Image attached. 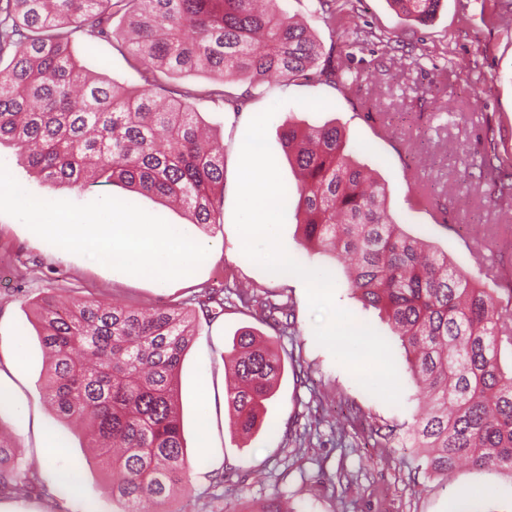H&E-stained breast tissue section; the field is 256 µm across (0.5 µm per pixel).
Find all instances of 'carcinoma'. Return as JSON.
Masks as SVG:
<instances>
[{"label": "carcinoma", "instance_id": "1", "mask_svg": "<svg viewBox=\"0 0 512 512\" xmlns=\"http://www.w3.org/2000/svg\"><path fill=\"white\" fill-rule=\"evenodd\" d=\"M277 0H0V142L45 181L82 188L122 185L173 201L193 224H221L224 154L206 136L191 92L162 97L145 87L99 80L72 55L70 37L129 35L145 69L167 78L206 72L208 91L233 106L269 78L346 84L343 67L323 57L310 29ZM420 24L441 0H388ZM126 27L112 30V8ZM288 160L301 174L297 209L307 253L351 259L348 284L384 311L405 349L427 408L408 432L429 475L448 477L464 461L512 472V375L498 364L501 315L491 288L475 284L421 235L404 231L386 188L353 160L348 134L334 124L282 127ZM494 203L512 211V173L496 154L479 165ZM286 330V304L254 302ZM38 340L48 355L45 394L62 421L89 423L96 464L109 474L108 498L121 512H150L185 486L191 469L178 413L179 372L195 336L185 308L151 311L102 303L36 304ZM227 404L243 435L259 424L284 368L272 341L249 330L228 354ZM44 483L0 437V495Z\"/></svg>", "mask_w": 512, "mask_h": 512}]
</instances>
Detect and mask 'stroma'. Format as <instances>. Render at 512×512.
<instances>
[{"instance_id": "1", "label": "stroma", "mask_w": 512, "mask_h": 512, "mask_svg": "<svg viewBox=\"0 0 512 512\" xmlns=\"http://www.w3.org/2000/svg\"><path fill=\"white\" fill-rule=\"evenodd\" d=\"M506 0H443L426 26L402 19L387 0H349L333 22L310 18L312 0H282L299 20H310L324 55L349 68L350 87L325 82L277 80L248 96L241 111L204 97L214 79L195 73L176 81L200 97L195 108L224 149L222 223L197 228L209 254L191 275L158 283L91 263L58 256L53 245L22 222L0 214V415L5 436L23 461L47 477L43 489L0 497V512H114L108 476L92 465L86 433L59 421L42 383L47 358L37 339L36 302L96 300L139 308L180 305L195 310L199 299L222 291L224 310L197 316V334L180 372V415L191 464L187 492L171 512H239L281 494L304 512H447L448 501L466 496L472 512H512V475L467 466L448 478L427 475L416 449L404 438L420 404L405 350L385 315L364 306L349 288L344 264L331 254L307 258L294 190L298 173L285 155L280 128L287 121H318L344 127L355 159L371 168L387 190V207L405 230L427 237L481 287L494 289L502 314L512 313V217L495 209L475 167L486 130H494L497 154L512 164V10ZM373 32L368 43L354 33ZM76 60L90 74L128 86L145 84L143 66L126 43L105 42L82 31L71 36ZM303 97H323L316 112ZM276 113L268 142L286 188L282 242L300 264L329 271L335 300L391 346L402 386L399 404L366 391L337 364L314 336L304 282L272 274L247 259L234 225L240 149L249 121L268 107ZM0 163L33 196L89 203L112 196L138 205L172 224L188 223L183 209L116 186L78 190L44 181L19 160L10 142L0 143ZM288 303L291 328L275 331L238 297ZM243 327L273 337L284 373L268 402L261 427L247 439L235 435L225 401V355ZM24 339L14 364L11 336ZM208 402H201L200 391ZM65 448L63 460L44 461L43 431ZM388 436L389 447L378 445ZM81 488L79 498L68 481Z\"/></svg>"}]
</instances>
